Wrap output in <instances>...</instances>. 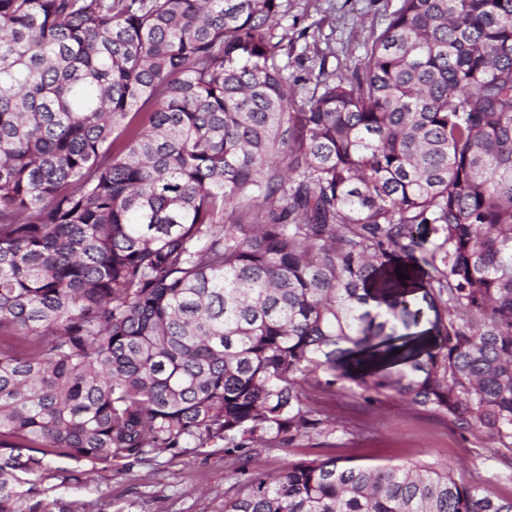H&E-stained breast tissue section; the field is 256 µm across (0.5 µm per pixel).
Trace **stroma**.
I'll return each instance as SVG.
<instances>
[{
  "label": "stroma",
  "instance_id": "1",
  "mask_svg": "<svg viewBox=\"0 0 512 512\" xmlns=\"http://www.w3.org/2000/svg\"><path fill=\"white\" fill-rule=\"evenodd\" d=\"M399 0H288L276 27L280 57L296 96L312 91L320 66L351 75L364 47L386 26ZM330 404L345 433L312 436L294 447L262 454L260 473L274 476L289 463L333 456L354 464L425 461L494 498H512V447L483 429L458 431L444 417L418 410L389 394L366 403L354 386L337 390ZM227 484L223 454L188 451L112 470L92 481L43 482L47 512L88 504L92 512H217Z\"/></svg>",
  "mask_w": 512,
  "mask_h": 512
}]
</instances>
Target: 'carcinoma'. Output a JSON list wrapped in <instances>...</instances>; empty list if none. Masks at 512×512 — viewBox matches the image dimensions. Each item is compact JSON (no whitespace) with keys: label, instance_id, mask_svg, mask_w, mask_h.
<instances>
[{"label":"carcinoma","instance_id":"obj_1","mask_svg":"<svg viewBox=\"0 0 512 512\" xmlns=\"http://www.w3.org/2000/svg\"><path fill=\"white\" fill-rule=\"evenodd\" d=\"M283 2L0 0V512L189 448L219 512H512L421 462L241 479L347 433L308 386L512 441V0H400L299 100Z\"/></svg>","mask_w":512,"mask_h":512}]
</instances>
